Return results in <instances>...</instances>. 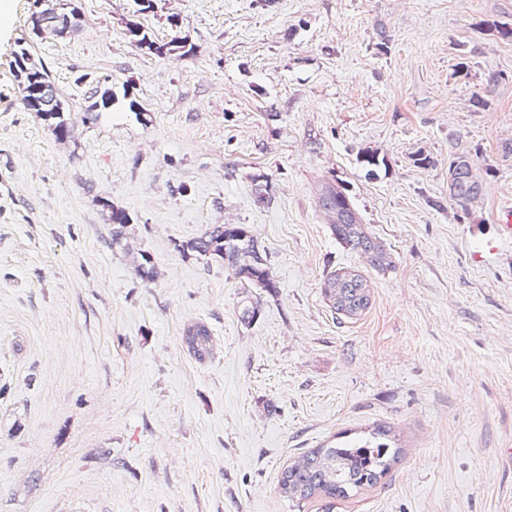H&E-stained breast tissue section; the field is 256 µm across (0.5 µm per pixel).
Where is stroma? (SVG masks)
<instances>
[{
    "instance_id": "1",
    "label": "stroma",
    "mask_w": 512,
    "mask_h": 512,
    "mask_svg": "<svg viewBox=\"0 0 512 512\" xmlns=\"http://www.w3.org/2000/svg\"><path fill=\"white\" fill-rule=\"evenodd\" d=\"M75 4L36 38V0H0V512H318L282 470L378 427L400 459L333 512H512V0ZM24 40L70 138L21 101ZM456 152L483 181L464 208ZM323 183L389 266L336 239ZM214 224L248 227L274 290L185 251ZM350 270L355 319L323 293ZM474 161L466 154H455L448 166V193L459 206L476 199L483 190L482 182L474 174ZM324 293L337 312L353 318L368 308L371 293L366 281L352 272L332 275L324 284Z\"/></svg>"
}]
</instances>
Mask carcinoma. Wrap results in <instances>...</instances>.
Wrapping results in <instances>:
<instances>
[{
    "instance_id": "cac0c4a2",
    "label": "carcinoma",
    "mask_w": 512,
    "mask_h": 512,
    "mask_svg": "<svg viewBox=\"0 0 512 512\" xmlns=\"http://www.w3.org/2000/svg\"><path fill=\"white\" fill-rule=\"evenodd\" d=\"M58 10L65 21L55 23L53 33L66 34L77 21L78 7L69 11L49 5L32 16V29L41 27L46 13ZM33 46H23L18 53L19 84L22 91V103L30 112H36L55 122L54 130L58 137L70 135V106L58 91L46 96L42 88L46 83H54L49 69L35 60ZM93 99L87 111L97 112L112 107L113 94L109 87L103 90L93 89ZM483 190L482 182L474 174V161L466 154H457L448 166V193L452 200L465 208L476 199ZM320 201L323 209L341 220L333 224L336 236L352 249L369 259L375 267L385 261L380 246L364 231L347 197L331 186L320 189ZM108 221L113 224L112 243L120 244L124 238L129 215L120 209L108 207ZM186 250L195 252L203 258H219L227 263L235 277L246 284L260 288H273L275 282L263 255L257 252L258 241L254 235L239 224H214L199 237L184 245ZM324 293L337 312L353 318L368 308L371 293L366 281L352 272L332 275L324 284ZM390 432L378 429L368 440L350 443L341 448H313L286 467L278 481L280 494L298 504L310 503L321 499H346L356 495L366 486H373L386 475L391 465L399 458L400 449L390 446Z\"/></svg>"
}]
</instances>
